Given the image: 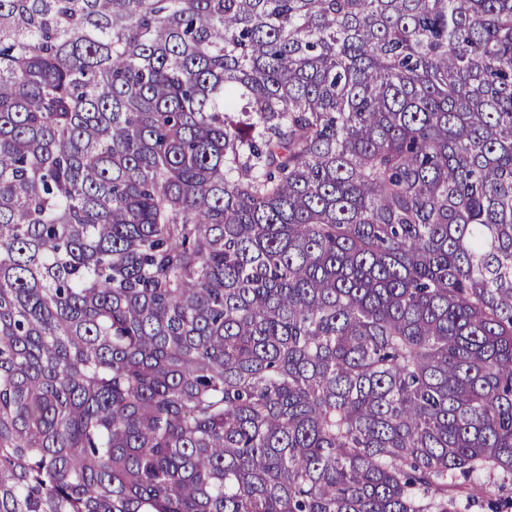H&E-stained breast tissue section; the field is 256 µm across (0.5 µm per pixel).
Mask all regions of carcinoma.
<instances>
[{"label":"carcinoma","mask_w":512,"mask_h":512,"mask_svg":"<svg viewBox=\"0 0 512 512\" xmlns=\"http://www.w3.org/2000/svg\"><path fill=\"white\" fill-rule=\"evenodd\" d=\"M512 0H0V512H512Z\"/></svg>","instance_id":"1"}]
</instances>
